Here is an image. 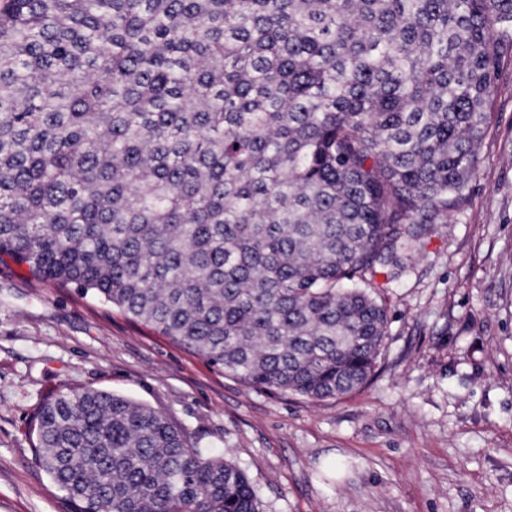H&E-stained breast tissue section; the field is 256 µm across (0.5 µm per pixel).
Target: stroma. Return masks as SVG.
Segmentation results:
<instances>
[{
	"label": "stroma",
	"instance_id": "stroma-1",
	"mask_svg": "<svg viewBox=\"0 0 512 512\" xmlns=\"http://www.w3.org/2000/svg\"><path fill=\"white\" fill-rule=\"evenodd\" d=\"M466 201L384 290L372 379L340 398L253 390L0 263V512H71L37 464L33 415L61 386L169 415L246 469L262 512H512V66Z\"/></svg>",
	"mask_w": 512,
	"mask_h": 512
}]
</instances>
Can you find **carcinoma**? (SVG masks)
I'll list each match as a JSON object with an SVG mask.
<instances>
[{
  "mask_svg": "<svg viewBox=\"0 0 512 512\" xmlns=\"http://www.w3.org/2000/svg\"><path fill=\"white\" fill-rule=\"evenodd\" d=\"M510 50L512 0H0V261L250 388L346 395L467 198ZM34 433L75 512H262L111 391L54 390Z\"/></svg>",
  "mask_w": 512,
  "mask_h": 512,
  "instance_id": "1",
  "label": "carcinoma"
}]
</instances>
